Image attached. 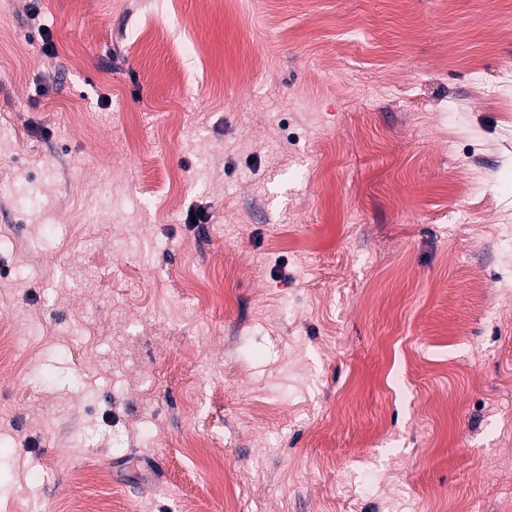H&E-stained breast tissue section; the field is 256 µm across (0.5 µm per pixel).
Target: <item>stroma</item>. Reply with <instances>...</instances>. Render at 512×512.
Instances as JSON below:
<instances>
[{
  "mask_svg": "<svg viewBox=\"0 0 512 512\" xmlns=\"http://www.w3.org/2000/svg\"><path fill=\"white\" fill-rule=\"evenodd\" d=\"M176 8L0 0V512H502L512 0Z\"/></svg>",
  "mask_w": 512,
  "mask_h": 512,
  "instance_id": "obj_1",
  "label": "stroma"
}]
</instances>
